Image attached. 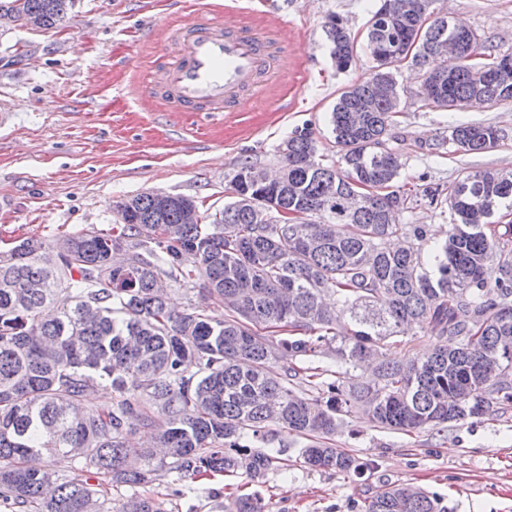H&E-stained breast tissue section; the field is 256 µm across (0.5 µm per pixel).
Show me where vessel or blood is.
Returning <instances> with one entry per match:
<instances>
[{"instance_id":"1","label":"vessel or blood","mask_w":512,"mask_h":512,"mask_svg":"<svg viewBox=\"0 0 512 512\" xmlns=\"http://www.w3.org/2000/svg\"><path fill=\"white\" fill-rule=\"evenodd\" d=\"M168 40L174 56L149 92L171 112L233 110L246 91L272 78L273 58L282 50L277 37L205 15L173 28Z\"/></svg>"}]
</instances>
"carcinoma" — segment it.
I'll list each match as a JSON object with an SVG mask.
<instances>
[{
	"instance_id": "obj_1",
	"label": "carcinoma",
	"mask_w": 512,
	"mask_h": 512,
	"mask_svg": "<svg viewBox=\"0 0 512 512\" xmlns=\"http://www.w3.org/2000/svg\"><path fill=\"white\" fill-rule=\"evenodd\" d=\"M364 44L368 76L347 86L330 112L338 163L316 157L312 132L296 129L281 150L277 193L259 210L242 163L233 200L205 215L195 200L160 210L144 192L114 205L112 231L88 228L46 244L29 238L0 251V504L12 512H165V502L133 494L112 506L108 486L137 488L164 466L182 481L253 479L281 467L272 428L307 440L303 463L345 477L367 464L326 445L360 412L377 427L411 432L478 418L512 406V171L466 170L426 187L447 205L448 229L434 247L427 224H401L415 195L395 187L399 155L385 147L401 112L399 66L377 60L411 53L426 76L414 102L460 110L474 99L512 102V80L496 76L492 47L462 50L471 61L433 68L442 44L468 29L441 14L424 21L417 0H383ZM74 0H23L43 28L61 25ZM339 71L355 62V38L340 17L323 25ZM483 75H477V71ZM503 131L482 122L451 131L457 149L495 147ZM125 245L126 265L112 264ZM217 315L177 313L164 287L198 282ZM414 327L456 341L420 359L390 353V339ZM338 377L295 368L325 352ZM377 360L374 376L352 371ZM102 382L112 408L85 401ZM136 418L158 448L128 445ZM261 443L265 448L258 449ZM52 464L30 467L36 456ZM63 468H58V464ZM235 512H263L242 495ZM361 512H453L437 494L390 486Z\"/></svg>"
}]
</instances>
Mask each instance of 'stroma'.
Returning <instances> with one entry per match:
<instances>
[{
	"label": "stroma",
	"mask_w": 512,
	"mask_h": 512,
	"mask_svg": "<svg viewBox=\"0 0 512 512\" xmlns=\"http://www.w3.org/2000/svg\"><path fill=\"white\" fill-rule=\"evenodd\" d=\"M226 0H76L49 30L0 27V248L27 238L114 226L116 202L161 190L194 198L215 213L231 200L242 161L268 171L297 127H312L317 154L336 160L329 114L343 89L367 76L359 54L337 71L322 25L339 15L362 36L379 0H268L267 13L225 12ZM450 20L512 53V0H444ZM226 13L234 24L263 29L280 22L287 39L273 84L219 115L165 112L143 91L162 54L168 26L193 11ZM456 121L484 122L506 136L476 154L437 148ZM386 145L403 164L407 185L454 181L464 169H512V104H471L441 112L406 104ZM336 448L371 463L362 476L303 466L304 439L289 438L288 467L251 481L231 476L195 483L160 472L148 492L167 512H231L239 494H258L264 512H351V502L392 485L441 495L455 512H512V406L451 427L407 433L347 418Z\"/></svg>",
	"instance_id": "1"
}]
</instances>
